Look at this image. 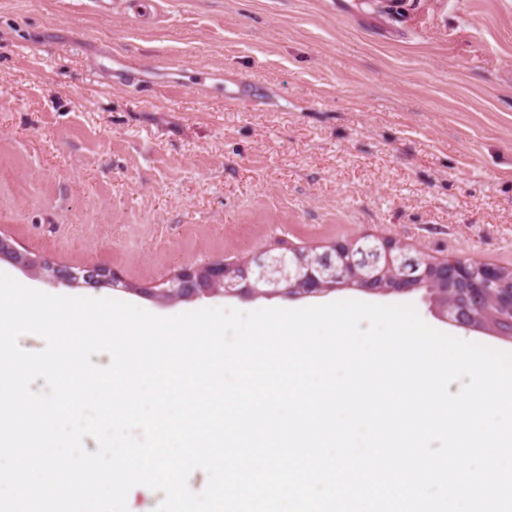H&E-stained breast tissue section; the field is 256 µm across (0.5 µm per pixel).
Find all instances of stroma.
<instances>
[{
  "label": "stroma",
  "mask_w": 512,
  "mask_h": 512,
  "mask_svg": "<svg viewBox=\"0 0 512 512\" xmlns=\"http://www.w3.org/2000/svg\"><path fill=\"white\" fill-rule=\"evenodd\" d=\"M0 231L139 284L278 239L362 234L512 268V0H161L150 20L0 0ZM0 271L159 316L311 304H161ZM347 299L410 304L512 352L445 322L422 290L320 301Z\"/></svg>",
  "instance_id": "stroma-1"
}]
</instances>
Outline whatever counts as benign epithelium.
Masks as SVG:
<instances>
[{"instance_id":"obj_1","label":"benign epithelium","mask_w":512,"mask_h":512,"mask_svg":"<svg viewBox=\"0 0 512 512\" xmlns=\"http://www.w3.org/2000/svg\"><path fill=\"white\" fill-rule=\"evenodd\" d=\"M2 259L68 287L112 286L162 303L215 296L311 298L339 288L391 295L425 288L447 322L512 340V280L500 268L469 256L450 262L391 237L359 235L319 247L279 241L232 261L183 265L161 288L132 284L104 265L61 266L1 234Z\"/></svg>"}]
</instances>
